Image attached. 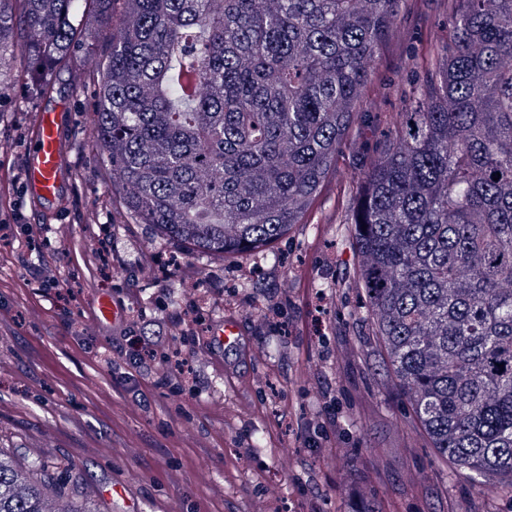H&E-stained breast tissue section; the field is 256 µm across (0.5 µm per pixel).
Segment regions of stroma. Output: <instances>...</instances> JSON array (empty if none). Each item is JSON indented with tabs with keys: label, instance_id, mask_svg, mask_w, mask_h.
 I'll list each match as a JSON object with an SVG mask.
<instances>
[{
	"label": "stroma",
	"instance_id": "1",
	"mask_svg": "<svg viewBox=\"0 0 512 512\" xmlns=\"http://www.w3.org/2000/svg\"><path fill=\"white\" fill-rule=\"evenodd\" d=\"M121 12L114 0L49 71L52 93L20 75L0 100V193L17 202L0 210V450L48 460L60 495L83 487L101 512H350L361 498L379 512H512L511 493L437 458L405 413L346 285L351 240L324 221L335 181L313 223L224 257L165 239L113 199L90 75ZM423 33L448 35L439 0H406L381 72H398ZM59 109L65 185L44 206L26 191V155L36 114ZM103 294L118 319L98 318ZM227 319L238 347L213 340ZM157 324L168 363L133 368L118 347ZM118 483L127 498L111 495Z\"/></svg>",
	"mask_w": 512,
	"mask_h": 512
}]
</instances>
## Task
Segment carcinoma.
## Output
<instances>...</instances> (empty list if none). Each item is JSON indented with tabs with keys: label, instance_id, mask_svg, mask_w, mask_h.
I'll use <instances>...</instances> for the list:
<instances>
[{
	"label": "carcinoma",
	"instance_id": "1",
	"mask_svg": "<svg viewBox=\"0 0 512 512\" xmlns=\"http://www.w3.org/2000/svg\"><path fill=\"white\" fill-rule=\"evenodd\" d=\"M78 2L0 0V98L9 58L65 63ZM123 2L92 126L126 208L201 252L265 247L310 223L373 118L336 212L359 258L343 287L438 457L512 489V0H443L448 38L419 39L399 79L379 69L403 0ZM384 86L400 111H363ZM0 512L96 510L0 450Z\"/></svg>",
	"mask_w": 512,
	"mask_h": 512
}]
</instances>
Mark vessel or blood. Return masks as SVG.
I'll return each mask as SVG.
<instances>
[{
    "mask_svg": "<svg viewBox=\"0 0 512 512\" xmlns=\"http://www.w3.org/2000/svg\"><path fill=\"white\" fill-rule=\"evenodd\" d=\"M61 114L40 112L33 124L26 159V186L37 202L56 201L61 189Z\"/></svg>",
    "mask_w": 512,
    "mask_h": 512,
    "instance_id": "1",
    "label": "vessel or blood"
}]
</instances>
